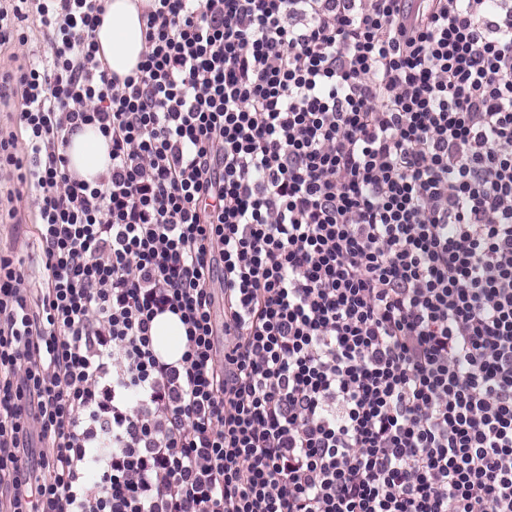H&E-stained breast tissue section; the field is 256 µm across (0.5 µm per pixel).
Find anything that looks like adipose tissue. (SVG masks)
<instances>
[{"instance_id":"1","label":"adipose tissue","mask_w":512,"mask_h":512,"mask_svg":"<svg viewBox=\"0 0 512 512\" xmlns=\"http://www.w3.org/2000/svg\"><path fill=\"white\" fill-rule=\"evenodd\" d=\"M147 0H108L95 31L99 55L112 75L134 74L145 51L143 11ZM110 143L96 127H84L64 147L70 172L88 182L104 181L110 169Z\"/></svg>"}]
</instances>
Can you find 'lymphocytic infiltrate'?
<instances>
[{"label":"lymphocytic infiltrate","instance_id":"obj_1","mask_svg":"<svg viewBox=\"0 0 512 512\" xmlns=\"http://www.w3.org/2000/svg\"><path fill=\"white\" fill-rule=\"evenodd\" d=\"M105 4L0 0V512H512V0H149L123 79ZM30 27L31 29H27L28 43L15 49L16 57L12 58L7 54L0 57V72L14 70L19 65L38 63L44 58L48 46L43 33L37 26L30 24ZM109 150V141L94 126H84L64 146L70 172L92 184L102 182L108 176L111 165ZM16 206L20 208L21 214H25L27 223H23L18 230H14L13 224H10L13 221L4 220L8 223H0V249L4 253H11L23 262L28 275L29 288H40L44 276L40 257L41 247L35 226L27 217L31 212V200L26 198V192L22 202H17ZM183 326L178 316L172 313L158 315L152 324L153 346L165 360L175 361L182 352V346L178 343L183 335Z\"/></svg>","mask_w":512,"mask_h":512}]
</instances>
